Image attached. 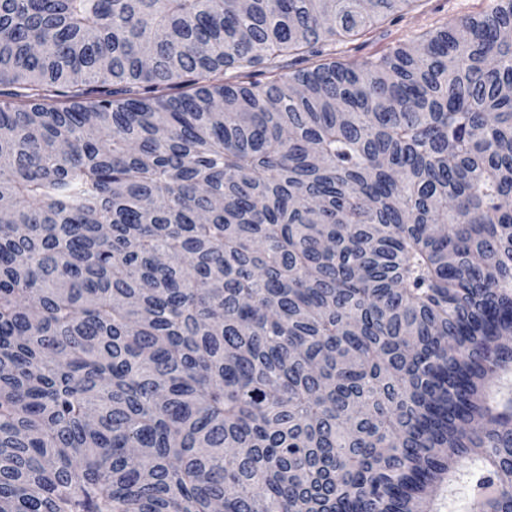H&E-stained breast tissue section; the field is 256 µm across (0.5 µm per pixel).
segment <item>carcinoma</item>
Returning <instances> with one entry per match:
<instances>
[{
  "instance_id": "obj_1",
  "label": "carcinoma",
  "mask_w": 512,
  "mask_h": 512,
  "mask_svg": "<svg viewBox=\"0 0 512 512\" xmlns=\"http://www.w3.org/2000/svg\"><path fill=\"white\" fill-rule=\"evenodd\" d=\"M411 2L0 0V512H512V0ZM493 0H419L405 10L402 18L388 17L372 25L365 36L336 46V56L362 59L380 55L413 35L434 30L450 20L477 17Z\"/></svg>"
}]
</instances>
